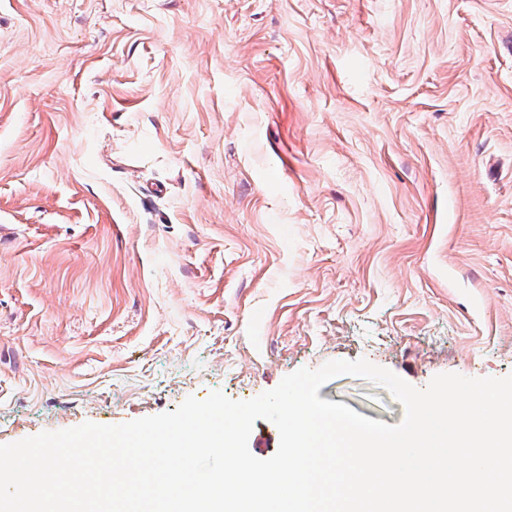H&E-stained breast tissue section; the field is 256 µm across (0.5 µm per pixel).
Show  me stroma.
<instances>
[{"label": "stroma", "instance_id": "1", "mask_svg": "<svg viewBox=\"0 0 512 512\" xmlns=\"http://www.w3.org/2000/svg\"><path fill=\"white\" fill-rule=\"evenodd\" d=\"M359 358L512 374V0H0V444Z\"/></svg>", "mask_w": 512, "mask_h": 512}]
</instances>
